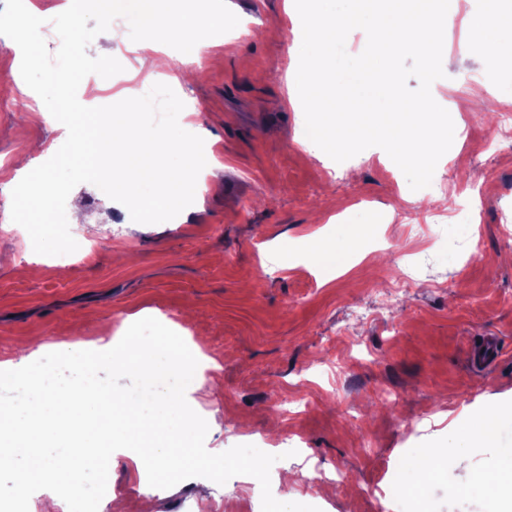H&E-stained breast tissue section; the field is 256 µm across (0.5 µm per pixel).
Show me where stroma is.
I'll list each match as a JSON object with an SVG mask.
<instances>
[{"mask_svg":"<svg viewBox=\"0 0 512 512\" xmlns=\"http://www.w3.org/2000/svg\"><path fill=\"white\" fill-rule=\"evenodd\" d=\"M222 2L224 30L199 53L171 44L158 68L197 112L182 122L203 132L219 177H204L192 205L175 218L131 227L109 199L87 183L72 194L84 219L71 225L78 243L71 261L34 252L29 234L10 217L19 183L17 160L50 159L64 143L21 92V55L0 35V360L30 350L105 351L132 318L152 317L171 330L186 328L192 353L217 358L219 374L186 391L201 416L221 410L220 430L206 448L251 444L277 455L270 471L278 501L321 512H380L370 488L407 486L412 460L434 450L453 464L427 487L411 512H495L482 491L457 488L473 471L512 449V419L500 421L492 444L475 447L468 433L483 412L512 407V239L499 220L512 216V148L490 159L503 100L512 98V57L463 51L442 60L431 86L460 135L433 178L445 180L456 210L448 237L475 234L478 251L461 257L447 242L436 247L439 282H423L395 305L383 288L397 276L395 255L379 252L384 235L418 247L402 211L423 216L439 196L411 190L381 148L341 163L303 149L304 114L288 100L291 49L301 45V21L286 0H179L181 11L207 20ZM90 56L123 66L105 79L94 103L128 96L139 80L135 52L101 33ZM138 94L151 84L139 80ZM364 232L350 248L355 227ZM341 243L335 263L311 256L314 238ZM495 337L501 358L476 366L470 352ZM300 455L282 452L289 438ZM99 512H261V487L237 475L225 484L194 477L154 492L145 469L125 450L113 454ZM328 477L318 490L303 471Z\"/></svg>","mask_w":512,"mask_h":512,"instance_id":"35a3bbf8","label":"stroma"}]
</instances>
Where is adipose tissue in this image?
Wrapping results in <instances>:
<instances>
[{
    "label": "adipose tissue",
    "mask_w": 512,
    "mask_h": 512,
    "mask_svg": "<svg viewBox=\"0 0 512 512\" xmlns=\"http://www.w3.org/2000/svg\"><path fill=\"white\" fill-rule=\"evenodd\" d=\"M101 3L103 17H111L119 10L136 27L138 47L143 52L140 65L147 76H155L154 54L171 38L180 39L183 47L192 52L198 51L202 44L203 27L193 14L174 10L160 16L158 0H101ZM20 173L29 179L30 208L39 215L38 221L27 223L26 228L34 234L43 233L60 187L52 178L34 173L31 163H24ZM475 488L497 500L504 512H512V452L502 453L494 465L474 472L460 490L466 493Z\"/></svg>",
    "instance_id": "obj_1"
}]
</instances>
